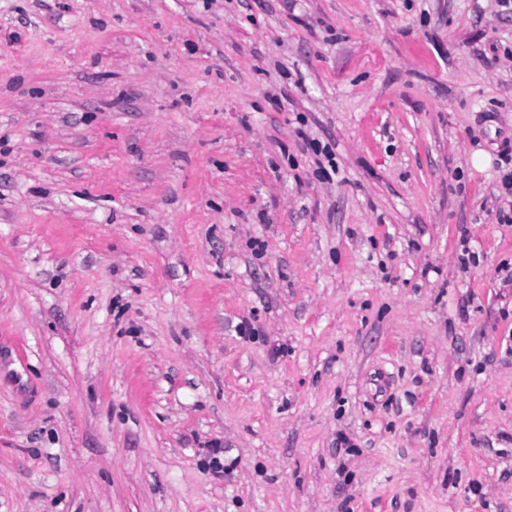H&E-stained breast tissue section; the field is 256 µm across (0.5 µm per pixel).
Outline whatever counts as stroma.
Returning a JSON list of instances; mask_svg holds the SVG:
<instances>
[{
	"instance_id": "1",
	"label": "stroma",
	"mask_w": 512,
	"mask_h": 512,
	"mask_svg": "<svg viewBox=\"0 0 512 512\" xmlns=\"http://www.w3.org/2000/svg\"><path fill=\"white\" fill-rule=\"evenodd\" d=\"M507 148L499 0H0V512H512Z\"/></svg>"
}]
</instances>
